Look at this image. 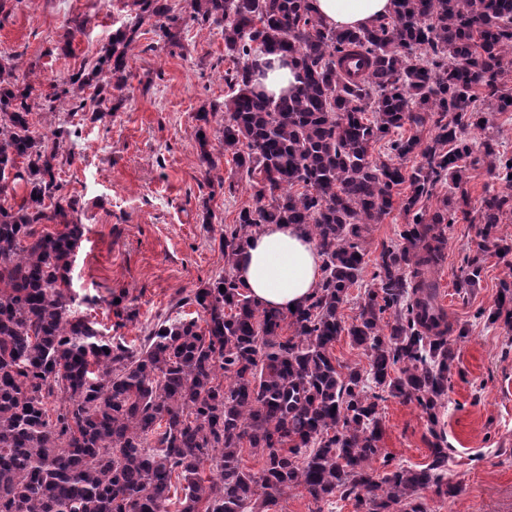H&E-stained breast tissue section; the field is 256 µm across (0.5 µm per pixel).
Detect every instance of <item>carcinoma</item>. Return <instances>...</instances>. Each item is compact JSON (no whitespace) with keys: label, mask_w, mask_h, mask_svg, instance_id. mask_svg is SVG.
<instances>
[{"label":"carcinoma","mask_w":512,"mask_h":512,"mask_svg":"<svg viewBox=\"0 0 512 512\" xmlns=\"http://www.w3.org/2000/svg\"><path fill=\"white\" fill-rule=\"evenodd\" d=\"M134 2L137 23L154 17L164 37L176 38L169 0ZM391 2L369 27L335 29L311 0H191L195 20L221 27L233 62L218 133L256 199L222 236L224 264L236 268L262 225L300 224L323 257V278L303 308L286 314L220 275L181 302L196 306L205 326L168 317L135 350L101 339L73 310L68 272L82 226L70 219L78 202L56 196L54 167L70 129L37 133L28 95L0 87V181L15 171L13 186L0 184V512H168L174 478L185 482L179 512H269L277 494L299 486L316 499L351 497L357 512H427L421 491H458L436 427L455 362L449 336L467 330L448 320L427 277L442 260L445 229L457 213L469 215L468 168L484 164L512 188V157L490 139L477 157L465 139L467 128L489 122L476 109L477 90L497 98V111L512 109V89L499 83L512 68V0ZM133 50L128 29L118 28L91 75L73 73L64 84L95 85L97 112L125 87ZM269 55L297 70L292 93L256 89L253 61ZM434 112L430 143L412 135L393 141L387 158L373 157L378 140ZM215 113L197 115L211 169ZM417 150L424 162L405 170L400 160ZM443 179L459 196L431 211L424 201ZM20 184L26 195L14 206L8 196ZM404 184L411 222L381 252L379 288L347 327L339 309L364 268L362 233L390 212ZM506 208L511 194L482 198L477 253L512 252L496 235ZM477 316L511 323L512 286ZM288 318L293 334L285 336ZM344 333L368 351L366 372L338 370L332 347ZM367 380L416 403L435 439L429 465L380 479L367 471L382 436V396L365 390ZM246 448L264 457L260 473L242 464ZM208 460L216 477L205 479Z\"/></svg>","instance_id":"1"}]
</instances>
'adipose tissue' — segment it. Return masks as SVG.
Here are the masks:
<instances>
[{"label": "adipose tissue", "instance_id": "ef3b65f1", "mask_svg": "<svg viewBox=\"0 0 512 512\" xmlns=\"http://www.w3.org/2000/svg\"><path fill=\"white\" fill-rule=\"evenodd\" d=\"M318 18L333 28L372 25L390 0H313ZM237 277L263 308H301L322 278V259L308 231L297 224H266L238 257Z\"/></svg>", "mask_w": 512, "mask_h": 512}]
</instances>
